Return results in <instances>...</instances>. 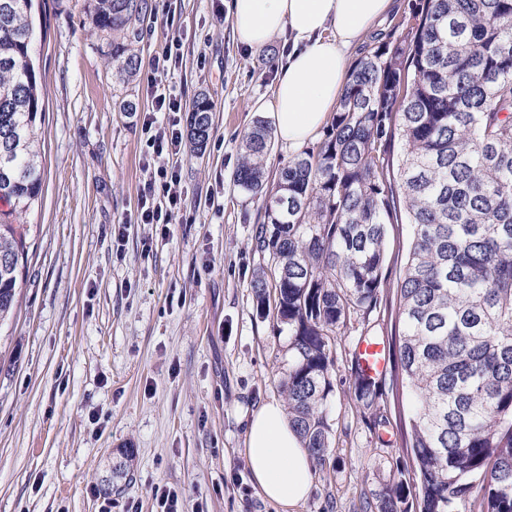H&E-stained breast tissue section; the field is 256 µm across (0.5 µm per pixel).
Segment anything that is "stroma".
Listing matches in <instances>:
<instances>
[{
    "instance_id": "1",
    "label": "stroma",
    "mask_w": 512,
    "mask_h": 512,
    "mask_svg": "<svg viewBox=\"0 0 512 512\" xmlns=\"http://www.w3.org/2000/svg\"><path fill=\"white\" fill-rule=\"evenodd\" d=\"M229 4L172 2L183 30L167 77L182 97L178 117L206 92L213 131L203 154L181 151L183 200L165 235L137 221L150 177L146 75L168 38L161 14L140 22V70L122 82L111 37L85 24L92 0H32L43 191L25 218L17 308L0 325V512H155L157 485L178 492L181 512H281L252 482L242 450L247 414L282 396L288 336L256 311L250 282L269 259L253 248L260 207L234 173L244 133L273 117L283 40L247 49ZM419 4L394 0L351 60L400 43ZM410 238V225H388L381 301L352 315L332 348L330 461L295 512H362L408 458L396 311ZM366 334L388 352L381 430L350 390ZM125 449L129 473L113 478Z\"/></svg>"
}]
</instances>
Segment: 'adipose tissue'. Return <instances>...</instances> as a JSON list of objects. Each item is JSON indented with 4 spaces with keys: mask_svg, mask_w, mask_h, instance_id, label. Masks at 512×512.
I'll use <instances>...</instances> for the list:
<instances>
[{
    "mask_svg": "<svg viewBox=\"0 0 512 512\" xmlns=\"http://www.w3.org/2000/svg\"><path fill=\"white\" fill-rule=\"evenodd\" d=\"M390 7L391 0H231L244 46L261 51L276 35L288 36L271 102L281 143L300 150L317 138L348 82L350 48ZM242 453L264 497L283 512L308 498L313 461L278 400L251 412Z\"/></svg>",
    "mask_w": 512,
    "mask_h": 512,
    "instance_id": "obj_1",
    "label": "adipose tissue"
}]
</instances>
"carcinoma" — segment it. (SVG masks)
I'll return each instance as SVG.
<instances>
[{
    "label": "carcinoma",
    "mask_w": 512,
    "mask_h": 512,
    "mask_svg": "<svg viewBox=\"0 0 512 512\" xmlns=\"http://www.w3.org/2000/svg\"><path fill=\"white\" fill-rule=\"evenodd\" d=\"M31 0H0V321L14 311L25 231L41 196L43 102L31 63ZM150 0H93L88 27L112 35V71L136 75L130 53ZM401 45L381 43L351 67L325 139L267 179L272 128L258 118L234 181L260 202L251 280L257 309L288 330L281 382L288 417L323 467L332 431V345L352 314L377 308L386 225L403 214L412 243L398 283L402 380L412 397L411 465L377 512H512V0H424ZM409 102L393 111L395 88ZM213 107L189 108L186 138L201 154ZM398 138L394 195L385 146ZM353 395L382 424L385 380L354 367Z\"/></svg>",
    "instance_id": "carcinoma-1"
}]
</instances>
